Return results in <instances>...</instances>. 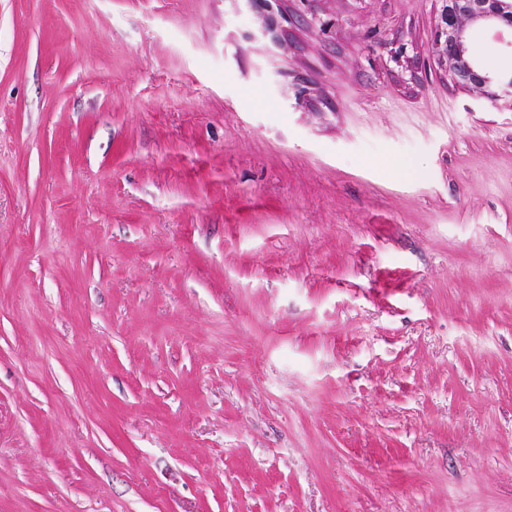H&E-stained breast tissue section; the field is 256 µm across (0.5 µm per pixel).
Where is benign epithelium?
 <instances>
[{
  "label": "benign epithelium",
  "mask_w": 512,
  "mask_h": 512,
  "mask_svg": "<svg viewBox=\"0 0 512 512\" xmlns=\"http://www.w3.org/2000/svg\"><path fill=\"white\" fill-rule=\"evenodd\" d=\"M292 13L309 29L330 38L336 20L318 12L319 0H291ZM441 23L435 46L438 62L449 67L456 83L482 90L495 101L503 95L512 97V73H492L477 59L467 54L470 30H512V0H437Z\"/></svg>",
  "instance_id": "1"
}]
</instances>
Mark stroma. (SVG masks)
<instances>
[{"label":"stroma","instance_id":"obj_1","mask_svg":"<svg viewBox=\"0 0 512 512\" xmlns=\"http://www.w3.org/2000/svg\"><path fill=\"white\" fill-rule=\"evenodd\" d=\"M321 7L0 0V512H512V99ZM292 2V13L308 29L317 30L324 38H330L336 27V20L321 14L315 3L323 0H289Z\"/></svg>","mask_w":512,"mask_h":512}]
</instances>
